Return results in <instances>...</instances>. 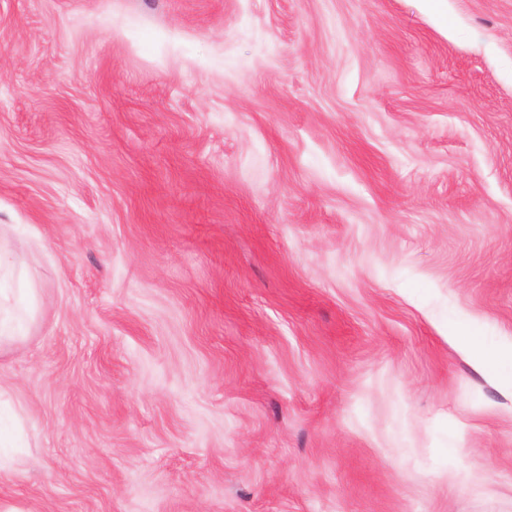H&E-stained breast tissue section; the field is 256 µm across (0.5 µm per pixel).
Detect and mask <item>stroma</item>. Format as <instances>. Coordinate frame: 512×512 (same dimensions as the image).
I'll list each match as a JSON object with an SVG mask.
<instances>
[{
  "label": "stroma",
  "mask_w": 512,
  "mask_h": 512,
  "mask_svg": "<svg viewBox=\"0 0 512 512\" xmlns=\"http://www.w3.org/2000/svg\"><path fill=\"white\" fill-rule=\"evenodd\" d=\"M0 512H512V0H0ZM13 263L0 250V345L13 342L26 333L32 318L33 288H11ZM8 303L10 307L4 308ZM466 338L479 366L495 370L498 364L502 362L510 364V371L499 373V378L504 385L512 388V339L503 344L495 354L487 355L482 353L476 336H466Z\"/></svg>",
  "instance_id": "35a3bbf8"
}]
</instances>
